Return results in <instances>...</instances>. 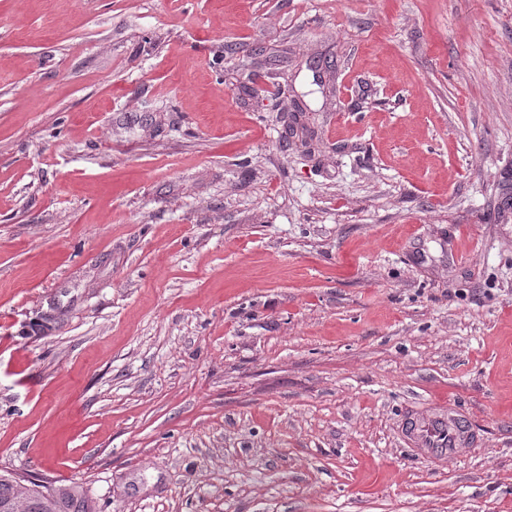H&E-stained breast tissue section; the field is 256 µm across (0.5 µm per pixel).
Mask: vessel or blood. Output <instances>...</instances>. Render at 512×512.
<instances>
[{"mask_svg": "<svg viewBox=\"0 0 512 512\" xmlns=\"http://www.w3.org/2000/svg\"><path fill=\"white\" fill-rule=\"evenodd\" d=\"M406 438L421 457L435 461L448 460L473 442L465 415L446 407L424 417H409Z\"/></svg>", "mask_w": 512, "mask_h": 512, "instance_id": "obj_1", "label": "vessel or blood"}]
</instances>
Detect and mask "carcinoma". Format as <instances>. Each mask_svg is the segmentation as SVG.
Wrapping results in <instances>:
<instances>
[{
  "label": "carcinoma",
  "mask_w": 512,
  "mask_h": 512,
  "mask_svg": "<svg viewBox=\"0 0 512 512\" xmlns=\"http://www.w3.org/2000/svg\"><path fill=\"white\" fill-rule=\"evenodd\" d=\"M0 512H96L91 498L78 483L37 489L19 483L16 474L0 473Z\"/></svg>",
  "instance_id": "cac0c4a2"
}]
</instances>
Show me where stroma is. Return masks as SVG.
Masks as SVG:
<instances>
[{"instance_id":"35a3bbf8","label":"stroma","mask_w":512,"mask_h":512,"mask_svg":"<svg viewBox=\"0 0 512 512\" xmlns=\"http://www.w3.org/2000/svg\"><path fill=\"white\" fill-rule=\"evenodd\" d=\"M1 470L512 512V0H0ZM406 438L421 457L435 461L458 455L459 449L466 448L474 439L467 428L465 415L446 407L424 417H409Z\"/></svg>"}]
</instances>
